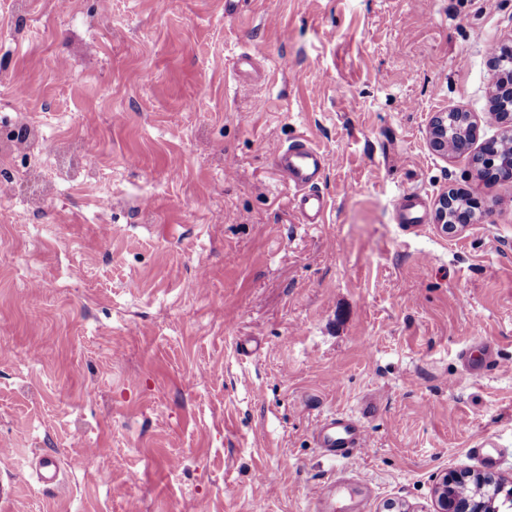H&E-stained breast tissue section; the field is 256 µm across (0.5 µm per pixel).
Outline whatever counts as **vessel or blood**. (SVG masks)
I'll list each match as a JSON object with an SVG mask.
<instances>
[{"mask_svg":"<svg viewBox=\"0 0 512 512\" xmlns=\"http://www.w3.org/2000/svg\"><path fill=\"white\" fill-rule=\"evenodd\" d=\"M274 160L288 186L294 190L292 199L300 223H322L327 208L326 199L318 190L326 168L323 152L303 139L279 148ZM419 201L416 192L399 194L394 203L396 222L422 223L424 216L420 212ZM315 439L318 447L328 449L332 456L341 459L360 455L368 448L365 426L358 418H326L318 424ZM61 465L58 455L40 457L36 464L39 482L46 486L57 484Z\"/></svg>","mask_w":512,"mask_h":512,"instance_id":"obj_1","label":"vessel or blood"}]
</instances>
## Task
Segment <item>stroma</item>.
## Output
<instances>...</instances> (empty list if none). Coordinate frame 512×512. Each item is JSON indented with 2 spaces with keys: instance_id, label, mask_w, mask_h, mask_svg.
Here are the masks:
<instances>
[{
  "instance_id": "stroma-1",
  "label": "stroma",
  "mask_w": 512,
  "mask_h": 512,
  "mask_svg": "<svg viewBox=\"0 0 512 512\" xmlns=\"http://www.w3.org/2000/svg\"><path fill=\"white\" fill-rule=\"evenodd\" d=\"M509 41L512 0H0V122L97 171L19 156L0 193V512H312L336 480L433 512L443 474L512 480V183L427 142L453 109L497 134ZM300 136L321 224L274 165ZM451 190L489 218L442 232ZM333 415L366 453L317 448ZM503 50L500 53V50ZM492 72L491 93L503 112L499 114V123L512 130V45H501L499 54L493 48L490 57ZM448 131V113H435L429 125L430 145L435 151L446 156H448ZM420 196L413 191L402 192L394 203V217L399 224H421L424 215L419 212ZM315 439L318 447L327 448L334 458L358 456L369 447L364 423L359 418H325L315 430ZM62 460L56 454H45L38 459L36 473L38 480L45 486H53L58 483Z\"/></svg>"
}]
</instances>
